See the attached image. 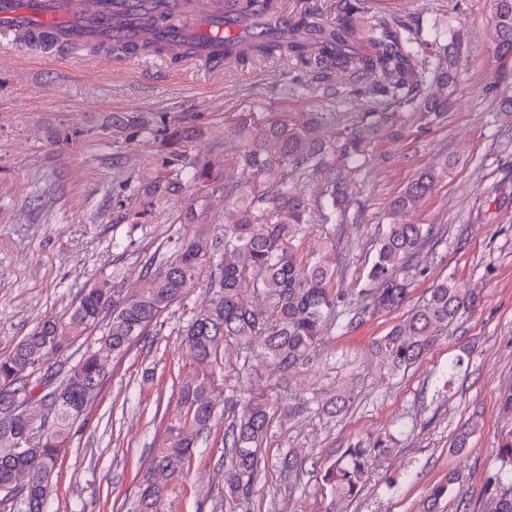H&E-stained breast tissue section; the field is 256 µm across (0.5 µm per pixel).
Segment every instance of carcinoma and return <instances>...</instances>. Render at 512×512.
<instances>
[{
    "label": "carcinoma",
    "instance_id": "cac0c4a2",
    "mask_svg": "<svg viewBox=\"0 0 512 512\" xmlns=\"http://www.w3.org/2000/svg\"><path fill=\"white\" fill-rule=\"evenodd\" d=\"M192 0H156L144 22L157 31L174 25L189 12ZM370 0H336L337 20L325 25L310 13L268 8L259 0H229L245 31L260 35H224V66L245 67L272 59H289L314 87L337 79L362 89L366 107L344 122L328 112H311L297 120L286 112H241L224 124V140L237 142L229 157L206 159L190 154L197 141L216 138L212 129L187 114L172 122L164 115H115L97 135L109 140L149 138L162 146L147 157L153 178L137 184L117 182L115 204L127 211L131 233L112 241V249L135 245L161 197L190 193L192 205L213 206L214 193L224 203L222 220L191 236L163 245V254L143 266L148 287L122 296L104 278L84 290L68 319L40 322L6 355L0 356V508L44 512L57 462L69 447L72 429L101 386L105 373L101 351L120 353L149 335V328L187 291L204 282L208 299L182 326L181 336L193 359L194 373L178 389L181 416L169 428V441L155 450L151 470L167 480L188 477L200 441L210 433L216 414L218 371L224 369L228 345L245 361L260 357L286 377L310 365L312 352L336 324L342 294L336 290L332 240L320 234L308 245L299 242L312 208L324 224L345 218L370 157L385 137L402 139L411 129L425 132L446 118L448 103L458 93L456 73L467 44L453 25L425 29L402 16L379 20L362 33L358 20ZM495 19L493 42L500 58L512 57V0H488ZM116 55H159L177 65L193 51V39L171 46L159 39H114L90 44ZM448 165L419 170L389 204L374 258L360 289L354 317L392 311L408 299L418 269V255L435 233L407 221L447 175ZM320 178L322 191L312 203L303 187ZM479 295L445 279L428 297L371 345L380 368L395 373L426 356L448 324L474 309ZM107 320L99 350L84 351L62 378L47 365L71 343ZM38 385L61 391L53 415L44 412ZM29 402L27 414L9 413L17 400ZM233 419L224 431V496L245 500L255 491L261 472V448L279 405L264 389L229 402ZM394 437L369 445L357 440L323 467L320 483L329 512H345L366 485L375 461L394 452ZM499 465L486 476L488 512H512V433L497 448ZM308 457L287 451L283 468L305 469ZM455 477L427 487L417 512H440ZM165 485L147 476L139 495L141 512H157Z\"/></svg>",
    "mask_w": 512,
    "mask_h": 512
}]
</instances>
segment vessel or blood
I'll list each match as a JSON object with an SVG mask.
<instances>
[{
    "instance_id": "1",
    "label": "vessel or blood",
    "mask_w": 512,
    "mask_h": 512,
    "mask_svg": "<svg viewBox=\"0 0 512 512\" xmlns=\"http://www.w3.org/2000/svg\"><path fill=\"white\" fill-rule=\"evenodd\" d=\"M189 22V27L166 31V38L177 42L198 30L196 61L223 67L224 0H207L204 12ZM138 25V17L123 12L116 0H0V39L29 46L52 33L53 50L65 59L92 40L134 37Z\"/></svg>"
}]
</instances>
